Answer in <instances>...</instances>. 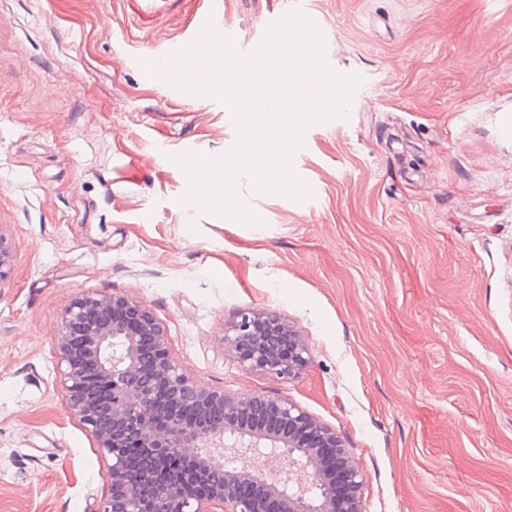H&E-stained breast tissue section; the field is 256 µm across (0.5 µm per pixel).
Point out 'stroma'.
<instances>
[{
    "label": "stroma",
    "mask_w": 512,
    "mask_h": 512,
    "mask_svg": "<svg viewBox=\"0 0 512 512\" xmlns=\"http://www.w3.org/2000/svg\"><path fill=\"white\" fill-rule=\"evenodd\" d=\"M347 116L295 157L311 198L239 192L233 224L183 203L174 155L237 137L212 96L150 83L198 0H0V512H85L107 487L56 384L63 305L144 300L173 357L230 393L276 392L336 430L366 512H512V0H306ZM242 50L277 0H221ZM273 309L313 362L282 382L224 349Z\"/></svg>",
    "instance_id": "35a3bbf8"
}]
</instances>
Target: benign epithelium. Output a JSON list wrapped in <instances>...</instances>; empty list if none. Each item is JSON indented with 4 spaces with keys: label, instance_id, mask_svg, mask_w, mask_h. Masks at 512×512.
Wrapping results in <instances>:
<instances>
[{
    "label": "benign epithelium",
    "instance_id": "obj_1",
    "mask_svg": "<svg viewBox=\"0 0 512 512\" xmlns=\"http://www.w3.org/2000/svg\"><path fill=\"white\" fill-rule=\"evenodd\" d=\"M13 261L0 225V283ZM240 366L278 380L311 363L297 328L275 311L243 310L224 325ZM57 384L107 465L87 512H365L364 477L328 426L276 393H227L172 356L145 301L85 292L60 314ZM146 450L137 470L125 454Z\"/></svg>",
    "mask_w": 512,
    "mask_h": 512
}]
</instances>
